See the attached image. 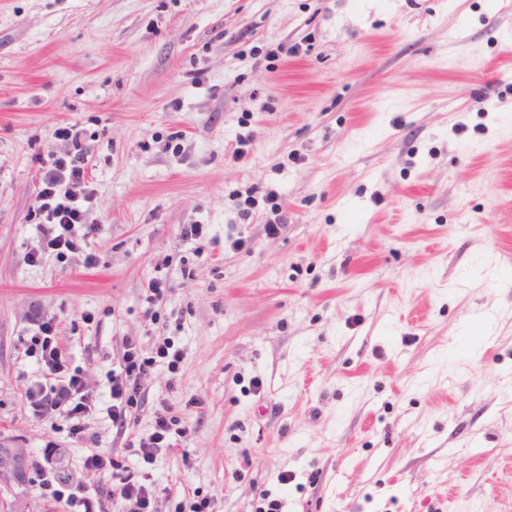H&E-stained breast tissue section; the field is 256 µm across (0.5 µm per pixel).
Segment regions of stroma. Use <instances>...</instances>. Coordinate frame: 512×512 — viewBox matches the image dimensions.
Returning a JSON list of instances; mask_svg holds the SVG:
<instances>
[{
  "label": "stroma",
  "instance_id": "stroma-1",
  "mask_svg": "<svg viewBox=\"0 0 512 512\" xmlns=\"http://www.w3.org/2000/svg\"><path fill=\"white\" fill-rule=\"evenodd\" d=\"M504 27L512 0H0V442L57 444L92 493L83 459L110 452L167 512H512ZM66 123L93 166L91 269L27 260ZM35 306L102 389L124 337L153 358L126 433L104 392L81 441L29 416ZM163 401L191 432L147 465L126 441ZM38 483L0 497L64 512Z\"/></svg>",
  "mask_w": 512,
  "mask_h": 512
}]
</instances>
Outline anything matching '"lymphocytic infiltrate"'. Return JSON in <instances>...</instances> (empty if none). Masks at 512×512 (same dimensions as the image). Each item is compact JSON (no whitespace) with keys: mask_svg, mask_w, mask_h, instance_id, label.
<instances>
[{"mask_svg":"<svg viewBox=\"0 0 512 512\" xmlns=\"http://www.w3.org/2000/svg\"><path fill=\"white\" fill-rule=\"evenodd\" d=\"M54 142H64L63 150L48 148V161L41 168L37 216L41 247L30 254L38 262L43 253L55 252L83 267L91 268L96 258L89 252L91 239L98 237L103 227L88 221V213L97 199L93 188L92 165L83 143V131L75 124L59 127L51 134ZM29 319L34 327L30 352L36 355L42 370L55 376L56 382L44 386L34 382L25 391L28 411L32 418L55 423L65 422L72 437L84 439L85 418L96 407L97 387L80 371L68 367L69 353L58 341L59 319L44 317L39 308H32ZM124 353L119 369L106 375L112 403L109 416L113 425L125 428L133 408L138 404L141 381L148 374L153 359L144 357L138 342L130 337L123 340ZM188 426L182 425L168 403H161L153 412V432L149 437L134 441L136 455L147 464L154 463L162 450L170 448L172 437H187ZM56 455L53 448H44L41 459L49 466L39 484L42 497L65 503L82 512H97L102 500L128 507L129 512H164V503L145 484L142 475L111 454L94 451L83 459L85 471L100 478V495L91 498L84 485L73 482L62 470L51 469Z\"/></svg>","mask_w":512,"mask_h":512,"instance_id":"lymphocytic-infiltrate-1","label":"lymphocytic infiltrate"}]
</instances>
